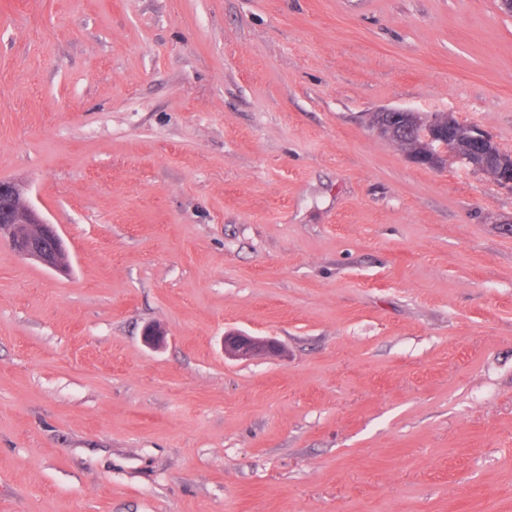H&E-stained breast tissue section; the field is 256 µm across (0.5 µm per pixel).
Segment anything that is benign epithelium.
<instances>
[{
  "mask_svg": "<svg viewBox=\"0 0 512 512\" xmlns=\"http://www.w3.org/2000/svg\"><path fill=\"white\" fill-rule=\"evenodd\" d=\"M400 118L417 130L416 147L406 149L408 158L417 166L436 169L447 156L475 170L494 168V182L512 191V152L499 148L493 140L473 124L460 122L450 115L431 114L423 118L409 108H384L373 116L371 123L385 138L394 135V120ZM25 187L0 180V241H8L24 259L38 262L47 269L65 273L68 270L64 240L54 225L24 199ZM166 334L157 325L144 329L143 342L158 349ZM282 345L272 337L250 336L229 331L224 334V356L248 360L257 356L279 357Z\"/></svg>",
  "mask_w": 512,
  "mask_h": 512,
  "instance_id": "7a95c632",
  "label": "benign epithelium"
}]
</instances>
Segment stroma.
<instances>
[{
  "label": "stroma",
  "mask_w": 512,
  "mask_h": 512,
  "mask_svg": "<svg viewBox=\"0 0 512 512\" xmlns=\"http://www.w3.org/2000/svg\"><path fill=\"white\" fill-rule=\"evenodd\" d=\"M384 107L512 152V16L0 0V180L69 263L0 244V512H512V190ZM373 116L371 123L385 138L395 132L394 120L414 124L417 130L415 148L405 147L408 158L417 166L436 169L450 154L462 166L485 171L490 165L494 182L512 190V152L499 148L493 140L473 124L460 122L450 115L431 114L420 118L409 108H384ZM400 112L401 116L391 115ZM282 345L272 337L250 336L229 331L224 334V356L234 360H248L257 356L279 357Z\"/></svg>",
  "instance_id": "stroma-1"
}]
</instances>
